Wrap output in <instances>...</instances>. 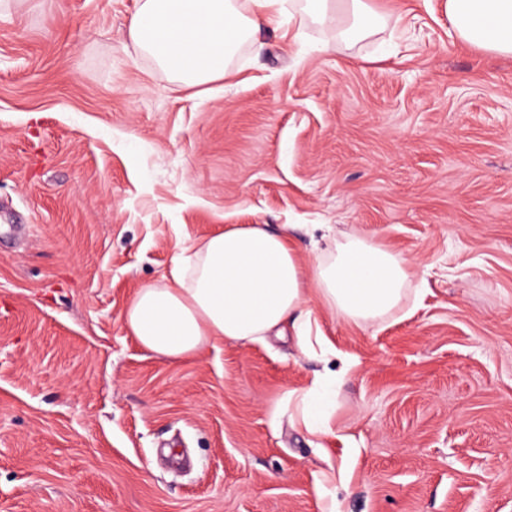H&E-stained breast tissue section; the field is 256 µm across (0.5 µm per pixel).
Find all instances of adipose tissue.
I'll list each match as a JSON object with an SVG mask.
<instances>
[{
	"label": "adipose tissue",
	"instance_id": "ef3b65f1",
	"mask_svg": "<svg viewBox=\"0 0 512 512\" xmlns=\"http://www.w3.org/2000/svg\"><path fill=\"white\" fill-rule=\"evenodd\" d=\"M305 2L336 33L347 22L364 34L382 22L365 0ZM283 11L284 0H139L129 36L176 82L200 86L224 78L240 47L257 45L262 26ZM446 12L457 39L512 56V0H446ZM413 268L363 236L334 240L328 255L307 262L287 235L231 225L177 254L165 283L138 288L123 321L142 347L171 361L284 335L315 359L331 345L312 332L310 296L342 321L372 322L401 306Z\"/></svg>",
	"mask_w": 512,
	"mask_h": 512
}]
</instances>
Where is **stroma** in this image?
Wrapping results in <instances>:
<instances>
[{
    "instance_id": "35a3bbf8",
    "label": "stroma",
    "mask_w": 512,
    "mask_h": 512,
    "mask_svg": "<svg viewBox=\"0 0 512 512\" xmlns=\"http://www.w3.org/2000/svg\"><path fill=\"white\" fill-rule=\"evenodd\" d=\"M324 48L272 18L224 79L173 81L138 0H0V512H512V56L445 0ZM229 224L323 225L415 260L336 348L227 341L171 362L123 312ZM335 434L276 416L313 374Z\"/></svg>"
}]
</instances>
